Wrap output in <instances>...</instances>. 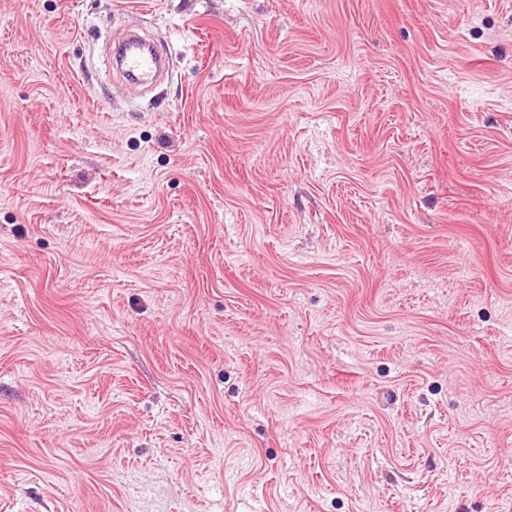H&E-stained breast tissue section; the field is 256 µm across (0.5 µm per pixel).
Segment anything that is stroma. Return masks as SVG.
<instances>
[{"label": "stroma", "instance_id": "obj_1", "mask_svg": "<svg viewBox=\"0 0 512 512\" xmlns=\"http://www.w3.org/2000/svg\"><path fill=\"white\" fill-rule=\"evenodd\" d=\"M0 512H512V0H0ZM116 46L119 50L117 66L135 81L153 79L166 69V58L142 35L126 33Z\"/></svg>", "mask_w": 512, "mask_h": 512}]
</instances>
